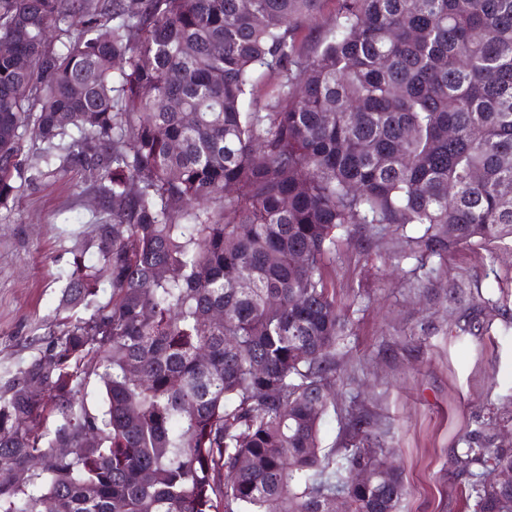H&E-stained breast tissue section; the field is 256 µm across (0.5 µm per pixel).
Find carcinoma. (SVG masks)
<instances>
[{
  "instance_id": "obj_1",
  "label": "carcinoma",
  "mask_w": 512,
  "mask_h": 512,
  "mask_svg": "<svg viewBox=\"0 0 512 512\" xmlns=\"http://www.w3.org/2000/svg\"><path fill=\"white\" fill-rule=\"evenodd\" d=\"M321 2L0 0V208L78 167L95 214L83 313L0 382V512H399L365 409L322 447L350 335L326 261L355 224H419L421 256L512 239V0H337L312 45ZM497 429L452 449L474 512H512ZM337 1L325 0L320 13L310 22L312 39H322L328 35L334 24Z\"/></svg>"
}]
</instances>
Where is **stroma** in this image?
Wrapping results in <instances>:
<instances>
[{
    "label": "stroma",
    "instance_id": "35a3bbf8",
    "mask_svg": "<svg viewBox=\"0 0 512 512\" xmlns=\"http://www.w3.org/2000/svg\"><path fill=\"white\" fill-rule=\"evenodd\" d=\"M83 180L77 167L44 176L0 214V379L31 358L34 339L61 316L74 236L90 235L95 222L76 196ZM419 231L411 225L384 239L367 229L336 232L328 281L351 332L322 445L339 443L346 409L361 405L403 471L400 512H472L450 454L494 412L506 420L499 444L512 447V242L491 254L463 245L423 259L403 243ZM456 286L479 308L487 299L499 309L492 318L480 309L462 337L447 312Z\"/></svg>",
    "mask_w": 512,
    "mask_h": 512
}]
</instances>
